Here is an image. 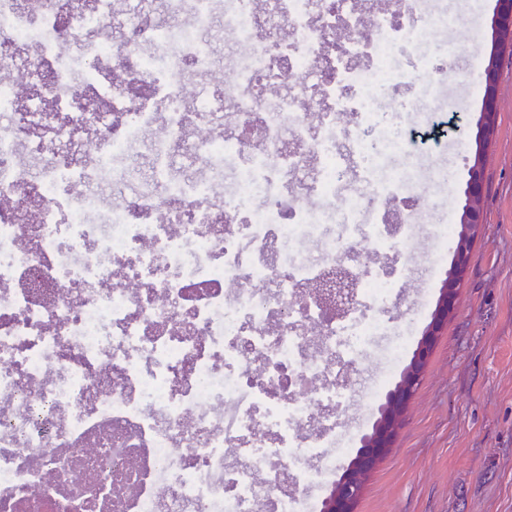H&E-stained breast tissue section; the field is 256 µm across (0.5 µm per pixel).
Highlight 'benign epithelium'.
<instances>
[{
	"instance_id": "obj_1",
	"label": "benign epithelium",
	"mask_w": 512,
	"mask_h": 512,
	"mask_svg": "<svg viewBox=\"0 0 512 512\" xmlns=\"http://www.w3.org/2000/svg\"><path fill=\"white\" fill-rule=\"evenodd\" d=\"M491 28L493 40L500 43L506 37L512 39V0H497ZM499 66L496 51L484 58L478 73L482 91V106L477 120L480 136H486L496 121V94ZM460 229L456 234L454 259L449 277L445 279L430 323L422 333L416 347L408 356L400 379L384 395L378 411V418L370 433L361 439L360 448L343 467V472L326 490L321 512H354V505L360 498L369 474L393 447L396 428L406 405L419 384L433 349L436 337L453 311L459 278L466 270L471 255V245L482 224L483 211V162L481 150H476L468 168V179L463 191Z\"/></svg>"
}]
</instances>
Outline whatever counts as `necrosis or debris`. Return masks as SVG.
<instances>
[{
  "instance_id": "4bbe7bcc",
  "label": "necrosis or debris",
  "mask_w": 512,
  "mask_h": 512,
  "mask_svg": "<svg viewBox=\"0 0 512 512\" xmlns=\"http://www.w3.org/2000/svg\"><path fill=\"white\" fill-rule=\"evenodd\" d=\"M429 0H0V512H316L405 271ZM82 143L80 154L56 151ZM314 250L299 256L297 243ZM357 305L308 284L336 266Z\"/></svg>"
}]
</instances>
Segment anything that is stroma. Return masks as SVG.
<instances>
[{"mask_svg": "<svg viewBox=\"0 0 512 512\" xmlns=\"http://www.w3.org/2000/svg\"><path fill=\"white\" fill-rule=\"evenodd\" d=\"M457 18L434 33L448 47V85L422 97L418 87L394 88L407 102L404 125L422 133L434 112L449 109L456 127L418 144L412 155L389 156L386 176L414 166L419 174L412 207L420 220L402 247L408 282L419 268L431 278L421 293H406L387 313L386 335L375 337L359 365L366 389L387 373L396 382L402 366H389L387 350L404 333L416 346L435 309L451 261L432 265L433 222L460 216L467 163L477 149L476 121L482 94L471 61L492 48L496 0H440ZM483 207L486 222L472 248V262L448 326L410 400L394 446L365 483L355 512H512V54L500 59L497 128L486 152Z\"/></svg>", "mask_w": 512, "mask_h": 512, "instance_id": "1", "label": "stroma"}]
</instances>
